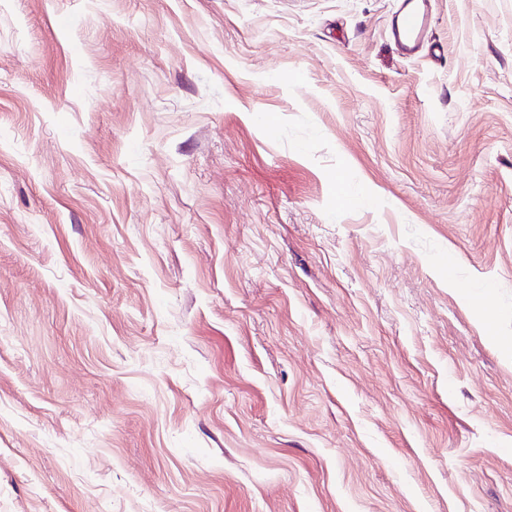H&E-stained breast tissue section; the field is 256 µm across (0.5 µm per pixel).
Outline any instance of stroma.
<instances>
[{"instance_id":"obj_1","label":"stroma","mask_w":512,"mask_h":512,"mask_svg":"<svg viewBox=\"0 0 512 512\" xmlns=\"http://www.w3.org/2000/svg\"><path fill=\"white\" fill-rule=\"evenodd\" d=\"M430 2L0 0V512H512V0ZM427 0H404L391 31L392 39L405 56L416 53L428 41Z\"/></svg>"}]
</instances>
